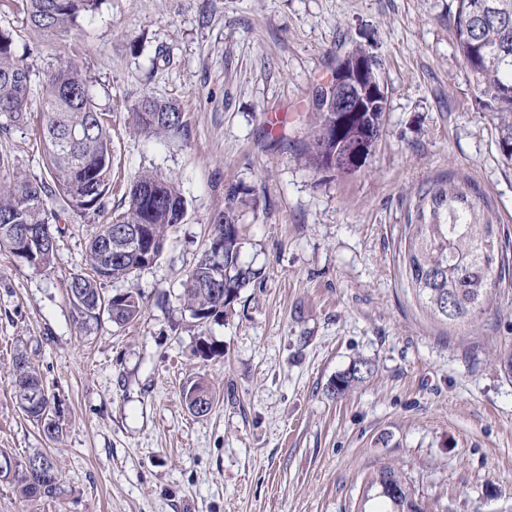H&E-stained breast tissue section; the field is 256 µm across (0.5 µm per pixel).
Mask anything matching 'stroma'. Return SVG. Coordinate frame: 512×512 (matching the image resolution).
<instances>
[{
	"label": "stroma",
	"mask_w": 512,
	"mask_h": 512,
	"mask_svg": "<svg viewBox=\"0 0 512 512\" xmlns=\"http://www.w3.org/2000/svg\"><path fill=\"white\" fill-rule=\"evenodd\" d=\"M448 3L101 0L92 20L51 33L0 0L33 92L63 58L90 76L112 128L107 212L126 208L147 171L187 200L158 261L104 285L141 295L126 325L104 316L78 329L67 296L102 216L52 202L49 269L0 251V449L45 451L65 489L27 501L0 480V512H379L367 486L383 467L424 512H512V374L495 360L512 352V288L451 328L420 308L402 263L417 187L449 170L478 183L512 239V164L475 101ZM356 47L379 62L385 131L358 171L317 173L301 157L313 94ZM145 96L175 104L186 136L135 134L129 110ZM1 152L46 178L38 121L0 136ZM231 187L256 277L201 325L182 284ZM203 338L221 356L200 358ZM20 350L60 406L58 441L16 404ZM360 360L371 375L333 395ZM200 378L214 403L196 417L182 393Z\"/></svg>",
	"instance_id": "stroma-1"
}]
</instances>
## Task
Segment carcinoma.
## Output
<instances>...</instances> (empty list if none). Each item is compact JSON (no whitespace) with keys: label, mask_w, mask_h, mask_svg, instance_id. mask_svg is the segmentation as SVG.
Here are the masks:
<instances>
[{"label":"carcinoma","mask_w":512,"mask_h":512,"mask_svg":"<svg viewBox=\"0 0 512 512\" xmlns=\"http://www.w3.org/2000/svg\"><path fill=\"white\" fill-rule=\"evenodd\" d=\"M29 23L50 32L68 31L96 14L100 0H14ZM501 0H452L448 22L455 32L456 48L473 77L481 109L496 120L498 148L512 161V10L499 9ZM342 88L319 86L313 96L315 111L309 143L304 152L307 167L315 172L347 174L362 167L369 155L377 112L327 111ZM41 137L50 180H30L10 172L12 163L0 154V250L15 254L25 229L45 227L53 231L56 216L48 208L57 199L81 211H105L112 187V133L89 78L78 64L67 60L47 77L41 99ZM31 109L30 74L16 54L13 34L0 29V135L24 124ZM133 130L146 138H180L187 129L182 113L169 102L145 96L131 109ZM238 196L227 190L224 210L211 223V238L224 240V287L213 286L216 265L203 251L183 283L186 308L200 324L224 315L256 273L240 263ZM186 199L172 181L145 173L131 186L128 207L112 219L96 225L88 244L91 273L71 277L67 293L75 323L84 328L106 313L112 322L128 324L141 315V295L133 290L115 295L103 293L104 281H128L147 267L142 249L131 247L114 253L115 234L134 224L148 225L155 255L164 250L168 228L182 222ZM403 264L408 284L420 308L449 325H468L480 320L496 290L512 281V257L491 219V205L470 180L450 173L423 183L408 209ZM370 372L360 361L336 376L333 393L344 394ZM12 383L22 411L49 441L62 434L60 411L52 402L41 374L22 351L13 361ZM189 411L207 415L213 404L209 387L192 384L185 393ZM12 468L0 475L25 498L56 499L64 493L53 458L43 451L19 461L0 449V463ZM386 499L385 512H420L413 490L399 472L382 468L371 480Z\"/></svg>","instance_id":"carcinoma-1"}]
</instances>
